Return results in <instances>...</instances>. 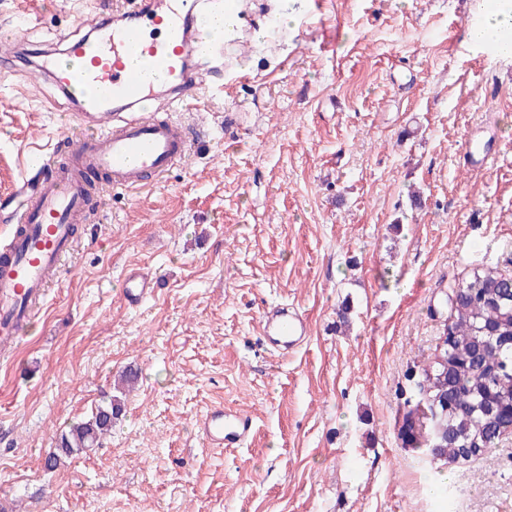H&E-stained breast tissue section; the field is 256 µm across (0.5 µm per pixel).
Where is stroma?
<instances>
[{
    "label": "stroma",
    "mask_w": 512,
    "mask_h": 512,
    "mask_svg": "<svg viewBox=\"0 0 512 512\" xmlns=\"http://www.w3.org/2000/svg\"><path fill=\"white\" fill-rule=\"evenodd\" d=\"M0 0V198L30 150L70 131L72 102L22 75L82 38L86 0ZM484 0H246L265 41L244 43L195 112L183 166L107 194L66 271L0 355V512H512V433L432 472L404 447L405 401L434 360L446 293L512 275V58L466 40ZM498 145L474 174L467 136ZM421 193L411 207L409 191ZM157 280L128 307L130 270ZM294 308L307 338L269 351L262 315ZM138 374L102 445L45 467L59 435ZM254 432L208 448L213 404Z\"/></svg>",
    "instance_id": "35a3bbf8"
}]
</instances>
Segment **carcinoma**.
<instances>
[{
    "label": "carcinoma",
    "instance_id": "1",
    "mask_svg": "<svg viewBox=\"0 0 512 512\" xmlns=\"http://www.w3.org/2000/svg\"><path fill=\"white\" fill-rule=\"evenodd\" d=\"M443 335L440 358L421 368L415 407L437 405L428 433L443 442V454L466 460L489 451L512 427V277L490 269L474 272L462 285ZM121 413L117 396L97 406L60 435L46 468L99 444Z\"/></svg>",
    "mask_w": 512,
    "mask_h": 512
}]
</instances>
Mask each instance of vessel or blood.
Instances as JSON below:
<instances>
[{
	"instance_id": "vessel-or-blood-1",
	"label": "vessel or blood",
	"mask_w": 512,
	"mask_h": 512,
	"mask_svg": "<svg viewBox=\"0 0 512 512\" xmlns=\"http://www.w3.org/2000/svg\"><path fill=\"white\" fill-rule=\"evenodd\" d=\"M102 8L117 27L95 21L94 38L68 42L64 59L48 55L36 68L60 92L75 93L72 121L80 134L30 154L19 188L0 203L9 216L0 237V348L16 342L59 279L74 225L89 221L87 176H104L112 191L133 190L184 164L192 142L168 113L198 107L208 76L223 66V44L204 41L199 0H104ZM155 284L131 273L124 297L140 304ZM263 330L286 352L307 334L302 316L289 310L264 314ZM195 429L207 446L239 447L253 421L219 405L198 415Z\"/></svg>"
}]
</instances>
